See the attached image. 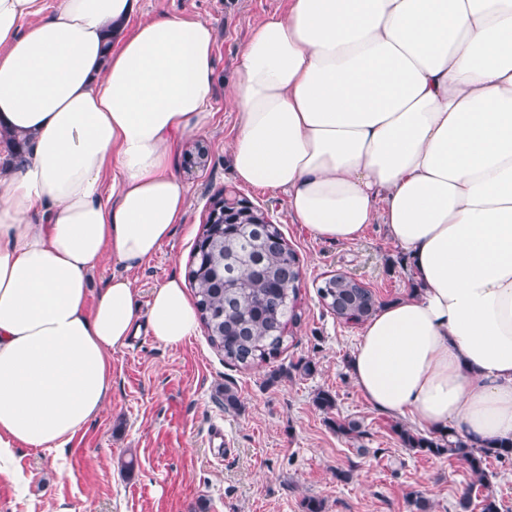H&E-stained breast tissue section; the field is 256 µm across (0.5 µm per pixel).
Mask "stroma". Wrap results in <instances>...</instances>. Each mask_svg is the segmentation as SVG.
<instances>
[{
	"instance_id": "1",
	"label": "stroma",
	"mask_w": 512,
	"mask_h": 512,
	"mask_svg": "<svg viewBox=\"0 0 512 512\" xmlns=\"http://www.w3.org/2000/svg\"><path fill=\"white\" fill-rule=\"evenodd\" d=\"M287 0H140L138 20L178 15L213 29V117L207 131L185 138L176 159L187 190L184 225L130 278L139 304L169 278H186L209 204L230 188L267 210L296 251L302 272L300 322L286 350L244 369L225 363L205 329L171 348L152 336L112 352V398L64 452L14 449L0 468V512H411L420 494L430 512H457L471 483L455 458L402 447L398 419L375 412L356 389L350 358L362 326L341 323L317 288L332 274L361 280L380 301L413 292L384 224L369 225L353 242H328L295 222L283 192L237 184L228 145L238 122L229 98L238 55L251 30L284 13ZM315 363L312 375L297 365ZM232 386L241 409H224ZM336 397L332 412L314 403L318 391ZM359 421L365 434L336 432L333 420ZM223 426L226 454L210 446Z\"/></svg>"
}]
</instances>
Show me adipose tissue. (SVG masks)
Here are the masks:
<instances>
[{
  "label": "adipose tissue",
  "mask_w": 512,
  "mask_h": 512,
  "mask_svg": "<svg viewBox=\"0 0 512 512\" xmlns=\"http://www.w3.org/2000/svg\"><path fill=\"white\" fill-rule=\"evenodd\" d=\"M138 10L0 0V133L26 146L0 156V464L99 415L114 348L198 327L182 280L143 311L129 273L184 221L173 152L210 124L212 29ZM230 96L236 181L284 192L320 239L382 219L413 269L351 357L365 401L512 440V0H288L253 28Z\"/></svg>",
  "instance_id": "adipose-tissue-1"
}]
</instances>
